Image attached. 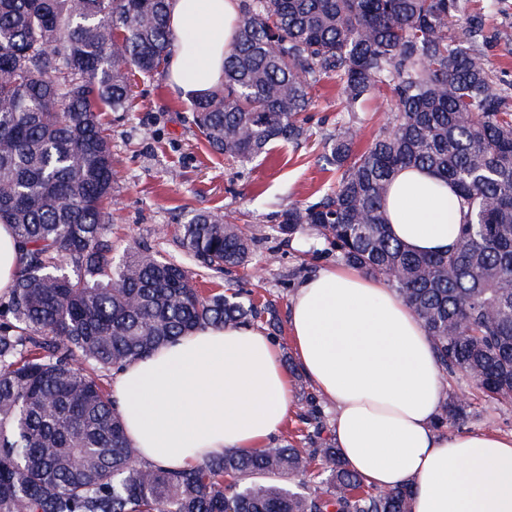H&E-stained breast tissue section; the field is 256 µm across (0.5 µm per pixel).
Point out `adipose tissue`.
I'll return each instance as SVG.
<instances>
[{"mask_svg":"<svg viewBox=\"0 0 512 512\" xmlns=\"http://www.w3.org/2000/svg\"><path fill=\"white\" fill-rule=\"evenodd\" d=\"M238 18L239 0H168L176 96L223 82ZM385 210L413 251L458 243L454 189L431 172L400 170ZM289 327L303 372L335 408L340 455L366 484H410L411 512H512V436L438 431L446 386L424 327L392 289L344 264L322 270L295 290ZM112 399L142 460L171 470L264 447L294 407L279 347L251 326H209L131 362Z\"/></svg>","mask_w":512,"mask_h":512,"instance_id":"ef3b65f1","label":"adipose tissue"}]
</instances>
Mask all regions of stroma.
Returning <instances> with one entry per match:
<instances>
[{
  "label": "stroma",
  "mask_w": 512,
  "mask_h": 512,
  "mask_svg": "<svg viewBox=\"0 0 512 512\" xmlns=\"http://www.w3.org/2000/svg\"><path fill=\"white\" fill-rule=\"evenodd\" d=\"M129 111L107 112L103 118L112 140V242L117 249L151 246L163 258L184 259L177 228L196 212L231 214L235 223L262 232L289 203L308 202L336 184L334 167L321 159L322 144L336 130L338 90L323 80L308 114L307 137L298 145L275 146L268 155L240 164L213 152L197 135L190 104L175 96L164 73L134 76ZM394 103L380 95L358 115V149L389 128ZM305 228L298 241L282 244L260 240L257 258L275 254L261 279L239 272L240 285L277 309L280 330L274 342L284 358H292L288 324L290 299L297 285L321 269L336 265L334 255H301ZM448 391H466L477 417L469 431L492 430L512 436V404L486 406L475 383L465 375H445Z\"/></svg>",
  "instance_id": "stroma-1"
}]
</instances>
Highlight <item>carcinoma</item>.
<instances>
[{
  "label": "carcinoma",
  "mask_w": 512,
  "mask_h": 512,
  "mask_svg": "<svg viewBox=\"0 0 512 512\" xmlns=\"http://www.w3.org/2000/svg\"><path fill=\"white\" fill-rule=\"evenodd\" d=\"M470 0H240L224 83L193 101V123L227 159L251 161L306 136L325 78L340 88L322 160L342 171L315 202L292 204L266 237L305 225L341 262L393 289L427 331L442 371L485 401L512 403V80L492 77ZM177 38L167 0H0V224L23 247L0 298V512H410L411 490H377L322 437L308 398V447L227 451L181 471L142 461L103 377L208 326L276 308L242 289L205 295L195 273L107 238L112 143L101 113L128 111L130 76L166 65ZM390 93L393 128L355 149L356 112ZM427 169L466 208L451 252L417 254L388 230L394 175ZM202 272L264 270L256 240L224 215L181 226ZM468 392L437 428L470 415Z\"/></svg>",
  "instance_id": "carcinoma-1"
}]
</instances>
